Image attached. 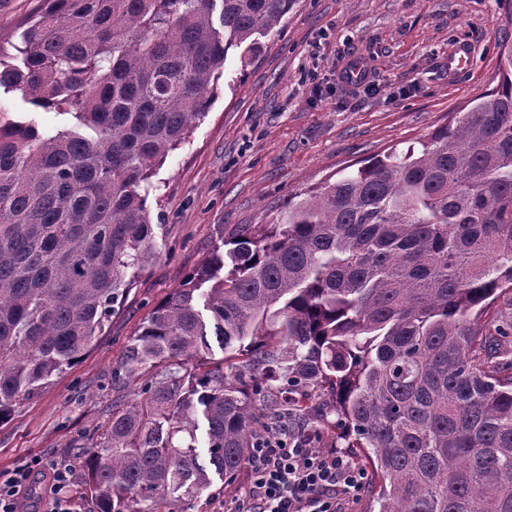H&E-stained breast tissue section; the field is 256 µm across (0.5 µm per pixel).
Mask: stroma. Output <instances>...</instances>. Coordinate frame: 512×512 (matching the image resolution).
Segmentation results:
<instances>
[{"label": "stroma", "instance_id": "stroma-1", "mask_svg": "<svg viewBox=\"0 0 512 512\" xmlns=\"http://www.w3.org/2000/svg\"><path fill=\"white\" fill-rule=\"evenodd\" d=\"M461 41L470 66L452 73L448 56ZM504 41L512 43V9L503 0H298L249 62L230 49L209 113L151 178L156 260L94 350L0 425V474L39 457L68 458L73 512H96L77 498V463L140 389L118 370L156 304L244 227L271 223L290 198L348 165L406 148L495 88ZM353 62L366 65L368 83L340 81ZM0 112L41 129L65 122L12 91L0 92ZM248 485L245 468L230 479L212 474L185 508L234 512Z\"/></svg>", "mask_w": 512, "mask_h": 512}]
</instances>
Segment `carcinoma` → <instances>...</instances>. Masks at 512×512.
<instances>
[{
    "instance_id": "cac0c4a2",
    "label": "carcinoma",
    "mask_w": 512,
    "mask_h": 512,
    "mask_svg": "<svg viewBox=\"0 0 512 512\" xmlns=\"http://www.w3.org/2000/svg\"><path fill=\"white\" fill-rule=\"evenodd\" d=\"M296 0H41L0 45V89L68 118L0 112V423L93 347L153 256L149 178ZM155 306L83 461L97 512H175L246 465L299 400L357 448L378 512H512V359L486 325L512 298V45L497 86L406 148L360 161L245 228ZM227 368L203 371L213 355ZM233 381H228V377ZM205 422L208 459L197 451Z\"/></svg>"
}]
</instances>
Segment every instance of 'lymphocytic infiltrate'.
Returning a JSON list of instances; mask_svg holds the SVG:
<instances>
[{
    "instance_id": "obj_1",
    "label": "lymphocytic infiltrate",
    "mask_w": 512,
    "mask_h": 512,
    "mask_svg": "<svg viewBox=\"0 0 512 512\" xmlns=\"http://www.w3.org/2000/svg\"><path fill=\"white\" fill-rule=\"evenodd\" d=\"M250 487L235 512H339L365 487L350 458L311 448L309 439L259 436L248 458Z\"/></svg>"
}]
</instances>
